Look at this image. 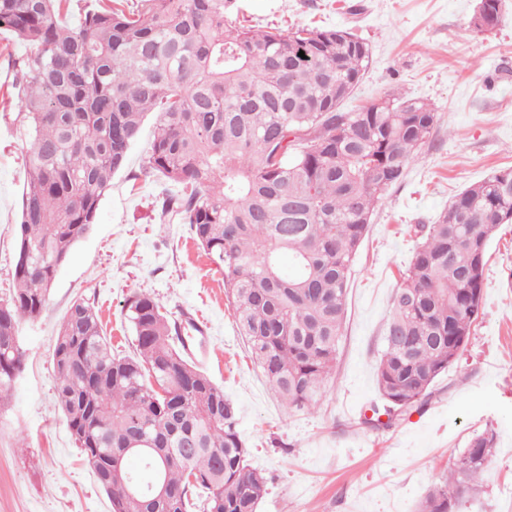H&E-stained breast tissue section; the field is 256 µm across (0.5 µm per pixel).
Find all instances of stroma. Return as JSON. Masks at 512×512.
<instances>
[{"label":"stroma","instance_id":"35a3bbf8","mask_svg":"<svg viewBox=\"0 0 512 512\" xmlns=\"http://www.w3.org/2000/svg\"><path fill=\"white\" fill-rule=\"evenodd\" d=\"M477 3L237 0L239 16L256 27H345L365 40L369 65L345 110L402 92L437 115L402 181L379 195L352 266L326 395L313 410L288 407L253 363L222 276L190 225L162 215L157 204L170 185L147 167L156 121L148 115L41 314L19 328L25 365L0 401V512H110L58 406L52 354L78 299L98 311L113 352L131 354L134 336L122 309L136 293L158 299L172 322L181 308L202 312L207 328L190 349L238 408L247 459L267 480L258 512H418L436 477L485 429L496 432V449L480 493L461 512H512V224L489 241L479 315L429 400L386 429L363 422L379 398L376 367L391 298L412 259L418 225L435 222L463 189L512 169V0H505L499 24L484 32L472 25ZM24 52L0 32V298L12 286L29 148L8 117L15 105L4 94Z\"/></svg>","mask_w":512,"mask_h":512}]
</instances>
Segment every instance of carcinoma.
Wrapping results in <instances>:
<instances>
[{
  "label": "carcinoma",
  "mask_w": 512,
  "mask_h": 512,
  "mask_svg": "<svg viewBox=\"0 0 512 512\" xmlns=\"http://www.w3.org/2000/svg\"><path fill=\"white\" fill-rule=\"evenodd\" d=\"M68 2L0 0V29L25 46L9 96L30 140L16 288L0 299V401L24 367L21 322L42 312L154 113L148 169L177 187L162 214L191 225L224 275L239 332L276 395L312 407L336 366L351 268L378 194L403 178L435 112L394 95L342 111L369 64L368 44L344 29L228 24L235 0H105L71 27ZM509 223L512 170L460 192L422 226L392 296L376 369L382 404L365 423L388 427L380 415L426 402L470 336L488 241ZM124 316L131 355L112 354L80 299L53 351L58 405L112 512H256L266 479L246 463L235 403L187 356L159 301L134 294ZM495 444L491 430L474 434L419 512H459ZM131 457L171 495L127 505L124 491L141 478Z\"/></svg>",
  "instance_id": "obj_1"
}]
</instances>
